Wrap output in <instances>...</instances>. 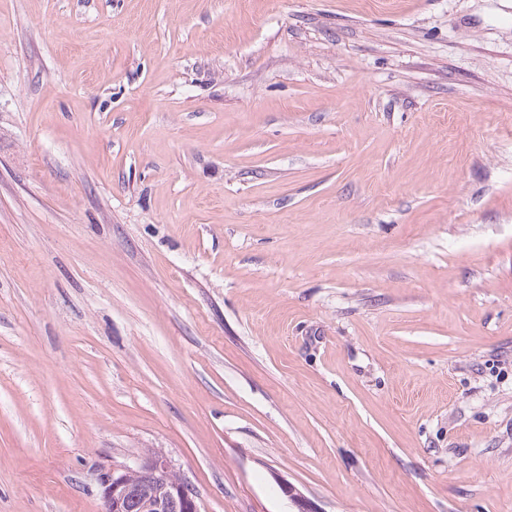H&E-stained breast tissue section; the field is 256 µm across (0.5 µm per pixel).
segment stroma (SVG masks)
I'll return each instance as SVG.
<instances>
[{"label":"stroma","instance_id":"35a3bbf8","mask_svg":"<svg viewBox=\"0 0 512 512\" xmlns=\"http://www.w3.org/2000/svg\"><path fill=\"white\" fill-rule=\"evenodd\" d=\"M512 512V0H0V512ZM174 473L177 478L172 480ZM135 474L143 481L134 482ZM97 482L105 512H127L131 500L140 502L141 512H201L198 491L161 450L148 449L132 465L103 466ZM157 486H162L160 491Z\"/></svg>","mask_w":512,"mask_h":512}]
</instances>
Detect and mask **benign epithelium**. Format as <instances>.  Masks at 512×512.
Here are the masks:
<instances>
[{"instance_id": "7a95c632", "label": "benign epithelium", "mask_w": 512, "mask_h": 512, "mask_svg": "<svg viewBox=\"0 0 512 512\" xmlns=\"http://www.w3.org/2000/svg\"><path fill=\"white\" fill-rule=\"evenodd\" d=\"M176 464L161 450L149 449L128 464L98 470L97 482L104 512H128L130 501L140 502L142 512H201L199 494L185 478L171 479ZM281 492L297 512H318L295 486L280 484Z\"/></svg>"}]
</instances>
